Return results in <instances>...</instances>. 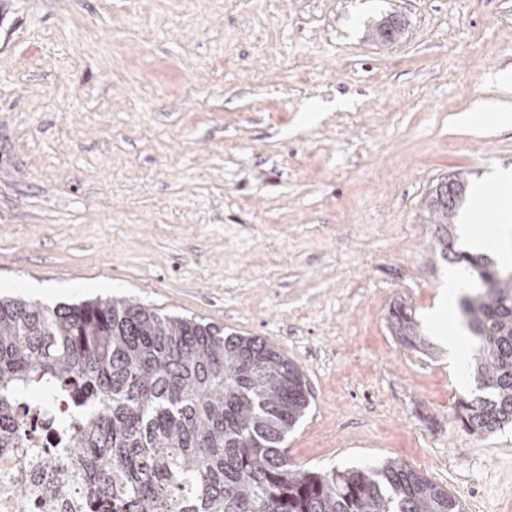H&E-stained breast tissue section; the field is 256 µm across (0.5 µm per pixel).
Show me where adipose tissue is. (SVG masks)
<instances>
[{"instance_id": "obj_1", "label": "adipose tissue", "mask_w": 512, "mask_h": 512, "mask_svg": "<svg viewBox=\"0 0 512 512\" xmlns=\"http://www.w3.org/2000/svg\"><path fill=\"white\" fill-rule=\"evenodd\" d=\"M457 124L473 131H491L500 126H512V105L486 103L456 118ZM499 199L494 207H487L482 192H475L474 213L490 212V223L481 233H474L471 225L459 228L462 242L467 249L480 251L488 247L499 248L504 262L512 265V170L496 176Z\"/></svg>"}]
</instances>
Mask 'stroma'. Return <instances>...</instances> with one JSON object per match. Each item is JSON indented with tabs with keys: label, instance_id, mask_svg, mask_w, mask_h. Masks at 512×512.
Wrapping results in <instances>:
<instances>
[{
	"label": "stroma",
	"instance_id": "1",
	"mask_svg": "<svg viewBox=\"0 0 512 512\" xmlns=\"http://www.w3.org/2000/svg\"><path fill=\"white\" fill-rule=\"evenodd\" d=\"M508 66L512 0H0V294L261 337L310 386L294 466L398 459L512 512V425L455 421L474 383L426 325L450 266L424 211L445 174L512 169L511 127L455 123ZM403 26V20L396 15L391 14L375 24L374 34L381 42L393 43L399 37ZM389 326L404 348L424 356L432 355L433 347L424 337L415 310L401 303L394 304L389 311Z\"/></svg>",
	"mask_w": 512,
	"mask_h": 512
}]
</instances>
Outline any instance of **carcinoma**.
Returning a JSON list of instances; mask_svg holds the SVG:
<instances>
[{"instance_id": "1", "label": "carcinoma", "mask_w": 512, "mask_h": 512, "mask_svg": "<svg viewBox=\"0 0 512 512\" xmlns=\"http://www.w3.org/2000/svg\"><path fill=\"white\" fill-rule=\"evenodd\" d=\"M404 23L374 26L393 43ZM467 179L447 174L426 200L430 245L442 261L464 263L479 288L460 308L479 340L469 370L479 395L454 419L480 435L512 425V268L455 250L454 218ZM392 335L432 355L415 310L389 311ZM63 394L75 415L56 433L73 456L41 449L48 468L83 478L87 512H466L448 488L402 462L326 473L288 460V434L311 392L301 369L257 336L225 334L126 298L56 307L0 299V452L26 444L16 420L27 394Z\"/></svg>"}]
</instances>
